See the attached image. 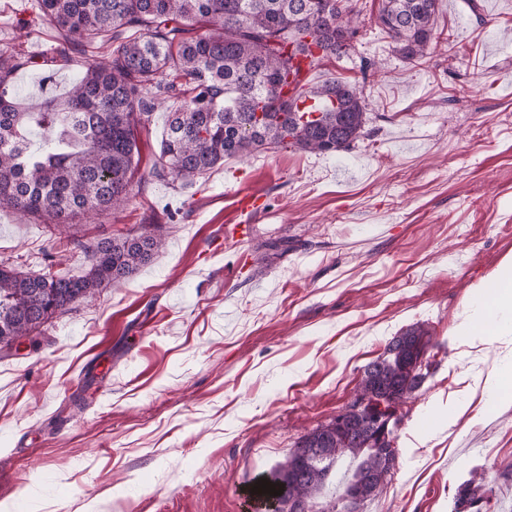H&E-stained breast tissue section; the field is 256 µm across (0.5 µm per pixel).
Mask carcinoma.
Instances as JSON below:
<instances>
[{
    "label": "carcinoma",
    "mask_w": 512,
    "mask_h": 512,
    "mask_svg": "<svg viewBox=\"0 0 512 512\" xmlns=\"http://www.w3.org/2000/svg\"><path fill=\"white\" fill-rule=\"evenodd\" d=\"M57 31L56 56L102 35L107 56L84 63L67 94L27 106L9 91L31 63L16 45L0 48V210L16 209L60 233L79 217L128 205L138 136L156 105L170 102L154 174L191 184L224 160L292 148L332 154L366 136V102L350 83L307 84L300 96L323 103L302 119L283 97L293 52H316L317 70L355 50L358 28L346 0H37ZM438 0H381L378 24L408 63L423 60L436 39ZM162 225L143 224L118 238L82 244L84 274H28L0 264V344L40 336L72 305L117 285L163 246ZM429 339L420 326L394 337L364 369L361 391L405 403L429 375ZM367 418L352 411L345 426L323 424L301 438L266 480L282 494L281 512L314 503L338 458L359 463L347 480L362 499L376 496L390 472L369 444ZM478 487L459 486L454 512L481 502Z\"/></svg>",
    "instance_id": "1"
}]
</instances>
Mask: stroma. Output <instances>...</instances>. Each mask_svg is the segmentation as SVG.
Here are the masks:
<instances>
[{"instance_id": "1", "label": "stroma", "mask_w": 512, "mask_h": 512, "mask_svg": "<svg viewBox=\"0 0 512 512\" xmlns=\"http://www.w3.org/2000/svg\"><path fill=\"white\" fill-rule=\"evenodd\" d=\"M439 0L442 41L401 60L373 0H349L356 52L314 81L356 84L368 135L348 151L269 150L196 182L152 174L167 113L138 139L125 208L55 235L0 211V263L79 275L82 243L164 219V245L122 287L57 315L0 358V504L10 512H248L255 477L328 423L403 330L430 335L431 374L403 405L397 456L362 512H512V335L462 336L512 257V0ZM36 23L34 33L18 20ZM33 64L12 92L64 95L97 42L52 61L35 0H0V43ZM376 61L361 73V59ZM260 207L237 212L239 194ZM284 239L287 252L268 249ZM473 481L463 483L459 486L456 494L455 512H464L478 506L482 495H479L478 486H472Z\"/></svg>"}]
</instances>
